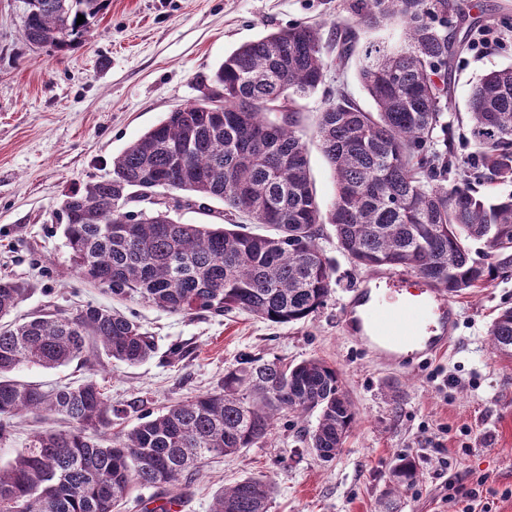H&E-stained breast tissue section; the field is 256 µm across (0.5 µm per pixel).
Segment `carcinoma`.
Returning <instances> with one entry per match:
<instances>
[{
    "instance_id": "cac0c4a2",
    "label": "carcinoma",
    "mask_w": 512,
    "mask_h": 512,
    "mask_svg": "<svg viewBox=\"0 0 512 512\" xmlns=\"http://www.w3.org/2000/svg\"><path fill=\"white\" fill-rule=\"evenodd\" d=\"M27 42L59 50L87 32L104 0H18ZM358 22L402 26L398 43H370L359 80L375 105L360 108L337 91L317 123L320 149L333 168L335 198L323 208L313 193L302 139L301 101L324 85L332 65L354 53L355 37H336L325 55L320 28L270 32L224 57L210 79L224 119L195 101L167 114L112 160L108 177L63 196V233L72 269L112 296L137 297L170 312H245L276 324L305 320L333 288L317 244L324 224L360 269L410 271L451 296L512 275V65L481 75L468 102L473 152L448 187V70L467 36L448 30L477 20L448 0H355ZM85 21L77 23L78 15ZM288 105V111L278 108ZM162 179L166 189L218 200L270 235L247 225L183 224L168 211L129 216L130 193ZM484 179L489 190H469ZM28 294L0 279V435L24 413L69 421L33 436L0 466V512H121L138 487L187 486L199 461L254 448L285 410L317 414L308 447L323 461L343 448L356 411L336 367L320 358L297 364L239 357L214 391L147 412L127 433L100 447L88 432L112 427V404L89 377L46 390L10 373L25 364L55 368L104 353L129 365L150 359L153 337L124 315L87 305L11 318ZM492 349L512 357V307L488 330ZM415 458L392 470L383 497L414 486ZM273 486L248 477L217 491L210 512H268Z\"/></svg>"
}]
</instances>
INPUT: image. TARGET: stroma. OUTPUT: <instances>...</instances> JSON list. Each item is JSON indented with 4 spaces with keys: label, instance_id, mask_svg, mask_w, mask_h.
<instances>
[{
    "label": "stroma",
    "instance_id": "35a3bbf8",
    "mask_svg": "<svg viewBox=\"0 0 512 512\" xmlns=\"http://www.w3.org/2000/svg\"><path fill=\"white\" fill-rule=\"evenodd\" d=\"M352 0H105L89 36L65 52L29 44L14 0H0V278L27 282L31 291L16 310L30 316L91 303L136 320L157 345L137 365L100 357L46 369L24 365L15 380L53 387L95 377L115 414L98 442L138 422L137 406L158 411L218 388L239 354L297 363L319 357L340 373L357 413L341 452L318 460L303 434L316 416L277 421L260 447L204 464L180 491L176 512H209L215 492L247 477L269 479V512H382L379 499L399 456L415 457L420 480L398 499L399 512H462L453 486L482 485L490 512H512V358L493 353L488 329L498 311L512 306V278L453 297L455 339L419 360L386 362L346 328L343 311L352 289L375 287L382 270L355 267L339 250L332 225L318 245L334 267L332 294L309 319L275 324L232 312L175 314L139 299H119L71 270L59 212L62 195L108 175L112 159L158 124L168 112L198 100L201 83L244 42L297 23L321 28L355 27L360 44L401 38L400 26H358ZM475 10L483 25L498 28L501 47L481 58L466 50L450 78L448 136L456 158L472 151L467 104L485 71L512 63V0H454ZM359 60L331 69L324 88L303 102L304 139L316 199L335 196L328 160L313 136L330 90L344 87L365 110L374 104L358 78ZM185 193L158 190L132 199L130 210L169 208L184 224L222 223L224 205L208 211L187 205ZM180 346L173 367L164 359ZM443 453L447 466L434 457Z\"/></svg>",
    "mask_w": 512,
    "mask_h": 512
}]
</instances>
